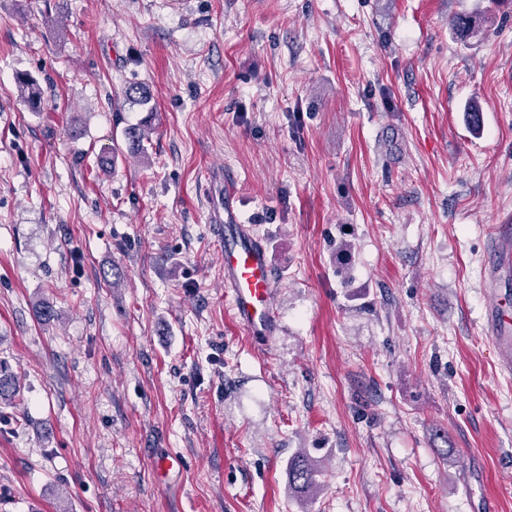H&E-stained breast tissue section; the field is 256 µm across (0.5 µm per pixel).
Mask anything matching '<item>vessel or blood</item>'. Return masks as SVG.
<instances>
[{
    "mask_svg": "<svg viewBox=\"0 0 512 512\" xmlns=\"http://www.w3.org/2000/svg\"><path fill=\"white\" fill-rule=\"evenodd\" d=\"M223 230L224 286L234 313L253 335L272 334V273L262 245L246 230L236 227L233 205L213 213ZM488 330L495 337L499 357L512 365V318L502 315L491 319Z\"/></svg>",
    "mask_w": 512,
    "mask_h": 512,
    "instance_id": "1",
    "label": "vessel or blood"
}]
</instances>
